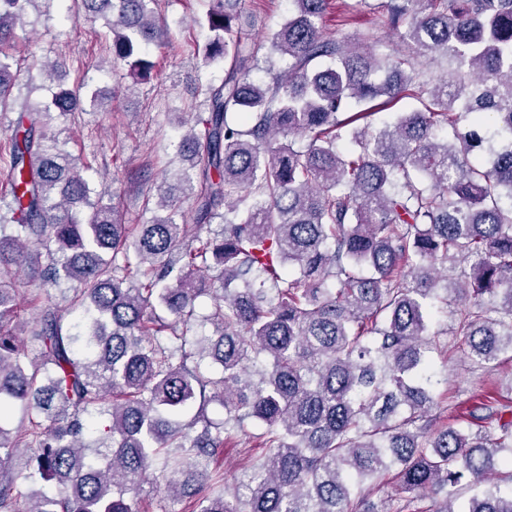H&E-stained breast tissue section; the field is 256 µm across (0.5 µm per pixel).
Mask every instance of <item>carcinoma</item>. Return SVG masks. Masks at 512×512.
<instances>
[{"instance_id": "1", "label": "carcinoma", "mask_w": 512, "mask_h": 512, "mask_svg": "<svg viewBox=\"0 0 512 512\" xmlns=\"http://www.w3.org/2000/svg\"><path fill=\"white\" fill-rule=\"evenodd\" d=\"M39 2L0 0V108L17 112L0 143V512H141L146 484L158 512H512V406L480 394L461 428L432 415L446 337L475 368L512 360V0H382L389 56L324 31L327 0H291L263 41L242 0H210L203 61L224 78L181 125L191 229L162 185L151 224L93 193L50 128L78 90L11 99L4 45ZM155 2L81 0L138 82L146 45H166ZM262 61L267 83L249 79ZM405 98L420 108L373 126ZM21 283L61 288L79 321L57 305L23 321ZM437 306L451 323L433 331ZM241 434L266 452L229 484L211 463ZM31 468L58 492L21 508ZM389 479L397 505L368 504Z\"/></svg>"}]
</instances>
